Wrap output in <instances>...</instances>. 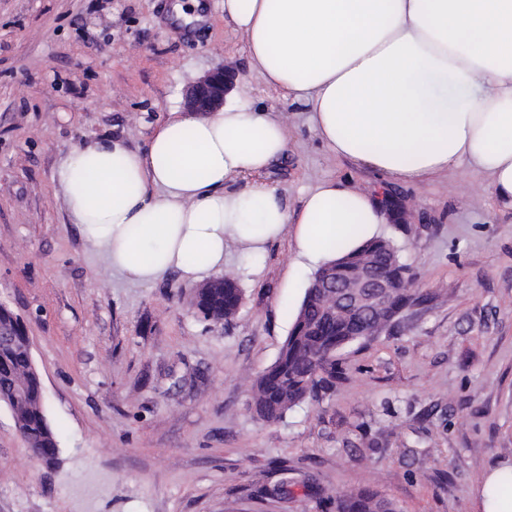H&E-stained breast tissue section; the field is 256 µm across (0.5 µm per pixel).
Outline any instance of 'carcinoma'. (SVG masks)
Here are the masks:
<instances>
[{
    "instance_id": "carcinoma-1",
    "label": "carcinoma",
    "mask_w": 512,
    "mask_h": 512,
    "mask_svg": "<svg viewBox=\"0 0 512 512\" xmlns=\"http://www.w3.org/2000/svg\"><path fill=\"white\" fill-rule=\"evenodd\" d=\"M365 267L389 285L387 308L368 312L338 306L326 296L327 273L336 272L338 280L347 284ZM412 282L396 248L383 237L316 270L277 360L251 382L250 410L266 423H277L300 403L319 400L334 386L336 351L355 341L372 340L390 327L412 302V289L408 288ZM243 301L238 276L226 273L214 284L198 288L193 306L206 321L228 322ZM19 385L26 397L12 407L16 428L27 447L52 465L59 453L58 436L47 419L41 380L31 370L28 339L22 334L9 349H0V403H8ZM329 504L335 512H401L395 502L370 489L338 492Z\"/></svg>"
}]
</instances>
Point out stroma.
I'll return each mask as SVG.
<instances>
[{"instance_id":"35a3bbf8","label":"stroma","mask_w":512,"mask_h":512,"mask_svg":"<svg viewBox=\"0 0 512 512\" xmlns=\"http://www.w3.org/2000/svg\"><path fill=\"white\" fill-rule=\"evenodd\" d=\"M175 0H0V304L23 321L58 432L31 458L0 405V512H333L304 489L371 487L401 512H473L482 472L512 460V210L468 170L381 184L327 154L305 114L249 70L224 0L181 26ZM259 108L287 110L286 158L264 181L297 204L324 178L385 187L404 219L382 235L415 304L335 356L336 385L275 424L248 381L277 359L308 286L289 239L228 323L198 318L195 283L113 273L70 224L53 172L82 142L144 146L217 63ZM286 463L281 475L277 463Z\"/></svg>"}]
</instances>
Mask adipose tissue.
Segmentation results:
<instances>
[{
  "label": "adipose tissue",
  "mask_w": 512,
  "mask_h": 512,
  "mask_svg": "<svg viewBox=\"0 0 512 512\" xmlns=\"http://www.w3.org/2000/svg\"><path fill=\"white\" fill-rule=\"evenodd\" d=\"M251 73L303 106L330 155L414 185L460 168L512 209V0H224ZM288 150V116L228 94L204 115L174 112L145 147L120 138L70 149L57 166L69 223L109 267L149 285L259 266L292 239L320 267L378 237L391 209L338 179L298 207L259 181ZM474 512H512V462L488 469Z\"/></svg>",
  "instance_id": "ef3b65f1"
}]
</instances>
